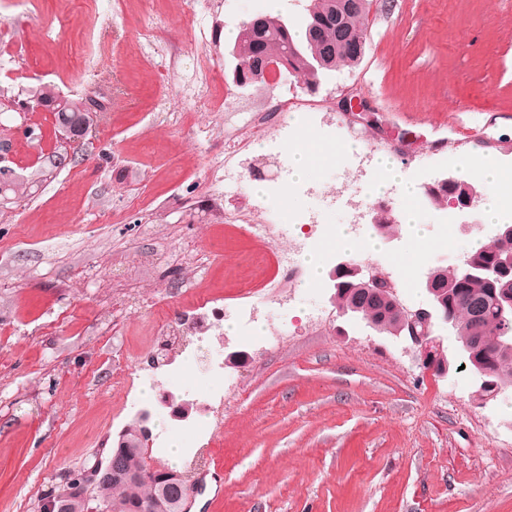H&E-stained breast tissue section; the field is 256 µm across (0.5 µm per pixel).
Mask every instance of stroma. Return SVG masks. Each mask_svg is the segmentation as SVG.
<instances>
[{
  "mask_svg": "<svg viewBox=\"0 0 512 512\" xmlns=\"http://www.w3.org/2000/svg\"><path fill=\"white\" fill-rule=\"evenodd\" d=\"M264 12L265 0H31L0 15L11 60L0 89L51 83L104 105L75 163L0 210V512H36L56 474L79 469L139 410L153 432L172 427L161 394L184 390L152 360L180 358L161 324L200 301L224 310V352L247 357L224 367L215 447L153 456L200 483L191 512H512V391L481 401L451 334L447 376L426 371L404 341L339 316L328 276L269 293L267 249L248 235L277 219L253 185L299 210L320 175L321 190L340 195L324 220L345 226L347 199L388 160L416 193L393 182L366 196L362 214L378 202L400 224L364 259L407 306L426 304L411 272L416 236L447 266L496 229L480 206L481 232L464 231L424 189L459 177L472 154L512 163V0L372 6L358 66L323 75L313 92L293 77L244 89L228 80L225 31ZM204 58L224 74L219 88L203 79ZM350 88L372 124L339 108ZM215 91L232 111L199 108ZM187 111L198 115L190 130ZM307 112L336 152L316 154L299 181L283 140ZM27 118L37 139L12 146L23 176L61 148L51 112ZM228 166L242 185L225 194ZM408 208L417 225L402 223ZM246 302L257 326L288 341L244 342L233 312Z\"/></svg>",
  "mask_w": 512,
  "mask_h": 512,
  "instance_id": "35a3bbf8",
  "label": "stroma"
}]
</instances>
